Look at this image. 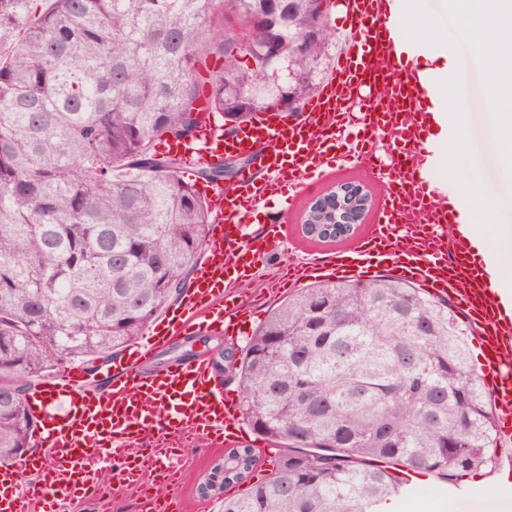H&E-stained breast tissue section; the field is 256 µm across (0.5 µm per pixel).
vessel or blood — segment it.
<instances>
[{
	"label": "vessel or blood",
	"mask_w": 512,
	"mask_h": 512,
	"mask_svg": "<svg viewBox=\"0 0 512 512\" xmlns=\"http://www.w3.org/2000/svg\"><path fill=\"white\" fill-rule=\"evenodd\" d=\"M408 0H342L344 37L329 78L289 121L271 115L225 137L209 122L189 147L167 143L185 170L216 165L225 155L256 154L236 192L207 189L212 210L203 257L171 313L116 357L107 389L92 388L82 367L44 379L28 399L43 428L35 455L0 465V512H55L57 504L97 495L104 469L114 488L175 483L174 460L186 440L234 445L240 409L212 365L199 354L152 371L161 349L187 332L241 333L250 304L234 288L282 241L279 224L254 226L262 204L294 200L338 161L376 170L385 193L374 229L348 252L289 265L267 298L305 279L370 280L382 270L416 283L464 312L499 407L497 460L512 468V296L493 288L491 258L472 249V203L444 171L443 142L425 119L443 88L434 47L403 30ZM35 469L22 486L19 467Z\"/></svg>",
	"instance_id": "1"
}]
</instances>
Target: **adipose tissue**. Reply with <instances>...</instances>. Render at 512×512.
I'll return each instance as SVG.
<instances>
[{
    "instance_id": "adipose-tissue-1",
    "label": "adipose tissue",
    "mask_w": 512,
    "mask_h": 512,
    "mask_svg": "<svg viewBox=\"0 0 512 512\" xmlns=\"http://www.w3.org/2000/svg\"><path fill=\"white\" fill-rule=\"evenodd\" d=\"M483 4L477 13L463 9L461 0H451L450 7L462 13L466 41L493 62L486 75L495 90L488 106L502 112L504 100L512 94V73L504 69L505 63L512 61V0H483Z\"/></svg>"
}]
</instances>
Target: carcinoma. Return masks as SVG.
<instances>
[{
    "label": "carcinoma",
    "instance_id": "carcinoma-1",
    "mask_svg": "<svg viewBox=\"0 0 512 512\" xmlns=\"http://www.w3.org/2000/svg\"><path fill=\"white\" fill-rule=\"evenodd\" d=\"M323 2L0 0V463L31 444L32 386L64 365L94 375L196 268L211 207L156 144L301 105L327 44L295 45ZM253 23L303 80L266 65L264 42L242 47ZM237 383L243 418L288 452L224 512H379L405 499L399 472L452 485L496 459L453 305L395 277L299 289L250 337Z\"/></svg>",
    "mask_w": 512,
    "mask_h": 512
}]
</instances>
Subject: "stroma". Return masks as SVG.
<instances>
[{
    "label": "stroma",
    "mask_w": 512,
    "mask_h": 512,
    "mask_svg": "<svg viewBox=\"0 0 512 512\" xmlns=\"http://www.w3.org/2000/svg\"><path fill=\"white\" fill-rule=\"evenodd\" d=\"M409 15L412 25L409 32L417 39L425 40L436 34L446 40L456 59L462 88L456 93L448 121L458 129L459 136L446 148L445 164L462 177L473 176L479 182V203L474 212L480 220L479 228L486 237H493L496 224L512 225V177H504L499 167V156L504 148L497 116L487 106L485 62L473 51L461 36L456 15L448 8V0H412ZM357 181L372 196L373 207H380L383 188L377 177L369 171L345 164L328 172L315 186L299 194L288 208L269 205L260 210L257 223L278 220L284 226V241L272 251L249 280L239 284L238 291L244 297L259 298L252 308L248 332L236 341L223 342L224 381L236 387L235 369L245 353L249 332L255 331L277 307V300L262 301L261 296L281 276L290 261L313 262L334 257L336 253L353 249L359 237L371 229V221H364L356 236L322 242L304 237L300 231L301 217L308 202L341 181ZM224 461L223 450H216L203 443H190L183 449L178 465L182 471L179 487L165 486L164 496L180 497L187 512H224V497L216 494L202 496L199 487L211 475L213 468Z\"/></svg>",
    "instance_id": "1"
}]
</instances>
